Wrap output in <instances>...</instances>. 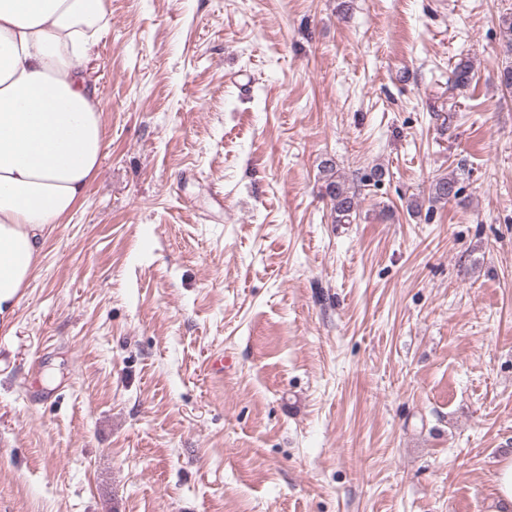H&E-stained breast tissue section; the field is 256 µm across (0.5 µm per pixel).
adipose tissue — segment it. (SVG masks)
<instances>
[{"label":"adipose tissue","mask_w":512,"mask_h":512,"mask_svg":"<svg viewBox=\"0 0 512 512\" xmlns=\"http://www.w3.org/2000/svg\"><path fill=\"white\" fill-rule=\"evenodd\" d=\"M107 24L106 0H0V328L102 165L82 64Z\"/></svg>","instance_id":"adipose-tissue-1"}]
</instances>
